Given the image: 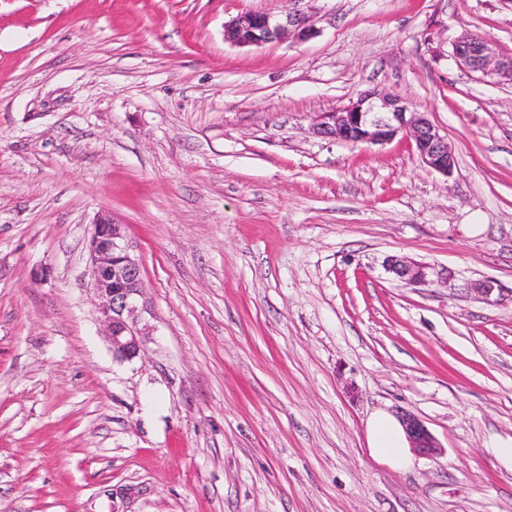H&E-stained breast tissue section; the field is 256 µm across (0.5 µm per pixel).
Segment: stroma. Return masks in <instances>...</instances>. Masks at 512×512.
Here are the masks:
<instances>
[{"label": "stroma", "instance_id": "stroma-1", "mask_svg": "<svg viewBox=\"0 0 512 512\" xmlns=\"http://www.w3.org/2000/svg\"><path fill=\"white\" fill-rule=\"evenodd\" d=\"M287 7L0 0V512H512V84L451 56L512 55V0H299L312 39L225 40ZM373 88L452 174L310 134ZM103 212L153 312L133 361L89 286ZM377 409L438 454L375 462ZM452 58L469 72L497 82L512 83V56H503L487 39L463 33L452 43ZM386 266L389 272L406 284L426 285L430 283L427 279L429 267L423 263L403 256H391L387 259Z\"/></svg>", "mask_w": 512, "mask_h": 512}]
</instances>
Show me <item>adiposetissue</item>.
<instances>
[{"label":"adipose tissue","mask_w":512,"mask_h":512,"mask_svg":"<svg viewBox=\"0 0 512 512\" xmlns=\"http://www.w3.org/2000/svg\"><path fill=\"white\" fill-rule=\"evenodd\" d=\"M368 453L377 462L396 470L409 469L413 455L399 419L383 410L373 411L366 422Z\"/></svg>","instance_id":"obj_1"}]
</instances>
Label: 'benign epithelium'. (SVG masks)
<instances>
[{"instance_id": "obj_1", "label": "benign epithelium", "mask_w": 512, "mask_h": 512, "mask_svg": "<svg viewBox=\"0 0 512 512\" xmlns=\"http://www.w3.org/2000/svg\"><path fill=\"white\" fill-rule=\"evenodd\" d=\"M316 33L314 15L294 7L272 15L246 11L224 26V35L240 46H262L289 39L305 41ZM455 63L470 72L497 82L512 83V56L498 52L487 39L463 33L452 43ZM318 137L352 144L384 145L400 136L414 143L421 162L445 176L455 167L448 138L412 104L394 91L367 90L358 98L332 112L319 115L312 126ZM92 264L91 287L100 299L101 321L112 347L121 361H132L144 351L150 313L144 296L140 260L128 242L125 225L102 214L93 223L89 241ZM389 272L406 284L426 285L428 266L403 256L386 261ZM401 420L411 447L422 456L440 449L435 437L416 415L405 412Z\"/></svg>"}]
</instances>
